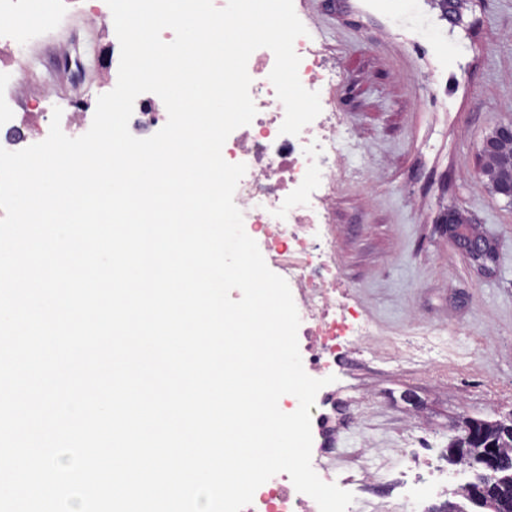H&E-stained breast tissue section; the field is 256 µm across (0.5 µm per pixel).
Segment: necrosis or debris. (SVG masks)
Instances as JSON below:
<instances>
[{
  "mask_svg": "<svg viewBox=\"0 0 512 512\" xmlns=\"http://www.w3.org/2000/svg\"><path fill=\"white\" fill-rule=\"evenodd\" d=\"M80 0H0V148L19 151L43 141L40 127L47 108L62 110V127L84 134L89 114L83 105L43 91L35 109L19 110L29 92V73L21 57L24 47L41 41L67 8ZM302 85L319 92L322 111L298 135L281 133L283 104L269 80L275 57L255 50L247 64L250 96L257 114L249 125L233 131L224 144V158L247 167L234 202L249 224L267 265L277 269L291 290L300 325L297 337L303 368L313 378L335 374L342 359L378 357L370 343L374 327L336 299V258L328 214L334 204L345 159L339 150L340 130L327 94L333 84L313 39L298 37ZM340 391L327 385L310 409L312 467L327 483L352 490L357 480L376 481L381 467L371 466L378 449L370 445L334 454L326 439L336 435L345 419L337 406ZM243 512H319L317 503L296 490L288 474L262 484Z\"/></svg>",
  "mask_w": 512,
  "mask_h": 512,
  "instance_id": "necrosis-or-debris-1",
  "label": "necrosis or debris"
}]
</instances>
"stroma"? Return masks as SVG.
<instances>
[{
    "label": "stroma",
    "instance_id": "1",
    "mask_svg": "<svg viewBox=\"0 0 512 512\" xmlns=\"http://www.w3.org/2000/svg\"><path fill=\"white\" fill-rule=\"evenodd\" d=\"M296 0L301 22L336 68L333 99L350 136L348 173L330 223L340 286L371 322L386 362L353 363L355 420L339 447L435 451L463 418L512 415V205L478 175L479 149L512 120V0ZM86 14L69 15L30 50L36 84L53 53L76 45L85 80L60 81L62 96L96 105L101 56ZM475 224L496 252L481 268L459 249L446 218Z\"/></svg>",
    "mask_w": 512,
    "mask_h": 512
}]
</instances>
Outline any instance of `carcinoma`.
<instances>
[{
    "label": "carcinoma",
    "mask_w": 512,
    "mask_h": 512,
    "mask_svg": "<svg viewBox=\"0 0 512 512\" xmlns=\"http://www.w3.org/2000/svg\"><path fill=\"white\" fill-rule=\"evenodd\" d=\"M512 154V140L498 142L496 150L481 159L485 179L492 191L512 175L505 158ZM475 438L464 435L448 444V463L465 464L476 471V479L461 488V497L468 500L472 488L483 482V463L476 449L490 445L498 450L500 464L499 483L486 489L484 496L472 504L485 512H512V418L509 421L476 420Z\"/></svg>",
    "instance_id": "carcinoma-1"
}]
</instances>
